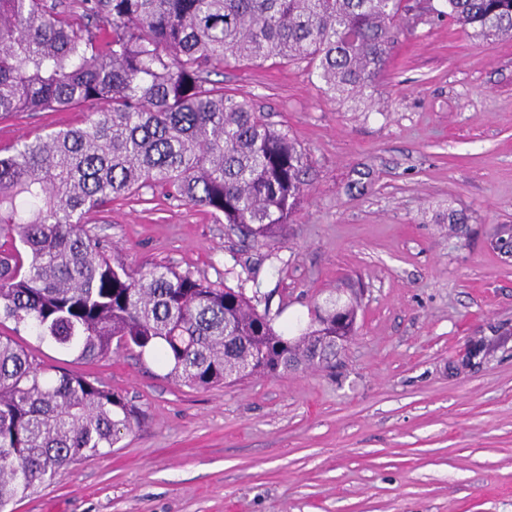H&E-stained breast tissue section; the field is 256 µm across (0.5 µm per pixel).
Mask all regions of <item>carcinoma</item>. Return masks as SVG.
<instances>
[{
  "instance_id": "obj_1",
  "label": "carcinoma",
  "mask_w": 512,
  "mask_h": 512,
  "mask_svg": "<svg viewBox=\"0 0 512 512\" xmlns=\"http://www.w3.org/2000/svg\"><path fill=\"white\" fill-rule=\"evenodd\" d=\"M402 0H0V119L103 108L83 127L0 155V318L77 360L149 353L177 383L323 367L357 301L290 338L256 297L163 264L131 267L83 217L143 188L209 209L252 244L285 232L310 158L208 74L234 60L307 62L326 96L360 105L398 43ZM472 37L512 39V0H443ZM144 413L0 337V512L108 454Z\"/></svg>"
}]
</instances>
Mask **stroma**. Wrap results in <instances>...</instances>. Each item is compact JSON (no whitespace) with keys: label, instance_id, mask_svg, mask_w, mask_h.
I'll use <instances>...</instances> for the list:
<instances>
[{"label":"stroma","instance_id":"35a3bbf8","mask_svg":"<svg viewBox=\"0 0 512 512\" xmlns=\"http://www.w3.org/2000/svg\"><path fill=\"white\" fill-rule=\"evenodd\" d=\"M404 4L368 108L328 99L303 61L216 75L312 158L285 236L241 242L149 188L87 218L129 265L261 291L279 327L361 288L335 367L190 388L136 351L76 361L1 321L44 366L146 414L18 512H512V40ZM100 109L2 119L0 151Z\"/></svg>","mask_w":512,"mask_h":512}]
</instances>
